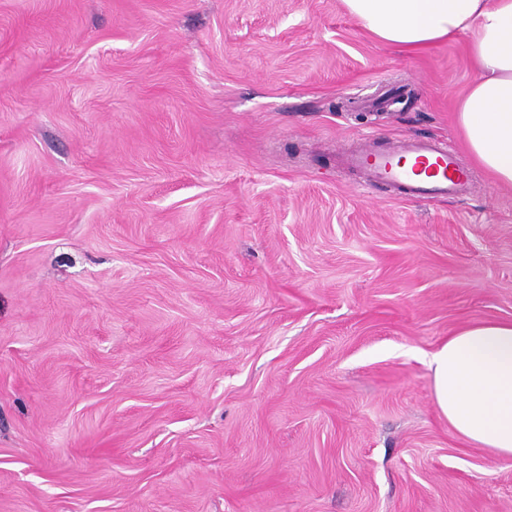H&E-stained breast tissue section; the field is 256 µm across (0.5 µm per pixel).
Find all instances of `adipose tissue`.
<instances>
[{
    "label": "adipose tissue",
    "instance_id": "adipose-tissue-1",
    "mask_svg": "<svg viewBox=\"0 0 512 512\" xmlns=\"http://www.w3.org/2000/svg\"><path fill=\"white\" fill-rule=\"evenodd\" d=\"M362 27L414 51L459 35L475 76L457 123L475 161L512 186V0H343ZM435 402L468 443L512 456V321H485L449 336L428 357Z\"/></svg>",
    "mask_w": 512,
    "mask_h": 512
}]
</instances>
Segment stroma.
<instances>
[{
    "label": "stroma",
    "instance_id": "1",
    "mask_svg": "<svg viewBox=\"0 0 512 512\" xmlns=\"http://www.w3.org/2000/svg\"><path fill=\"white\" fill-rule=\"evenodd\" d=\"M472 78L341 0H0V512H512L426 364L512 320ZM365 135L475 187L364 185ZM402 158L414 160L413 165H401ZM342 162L370 184L388 185L405 198L463 196L472 184V173L458 152L430 138L402 139L386 147L362 139L343 152Z\"/></svg>",
    "mask_w": 512,
    "mask_h": 512
}]
</instances>
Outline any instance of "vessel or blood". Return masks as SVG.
<instances>
[{
  "label": "vessel or blood",
  "instance_id": "1",
  "mask_svg": "<svg viewBox=\"0 0 512 512\" xmlns=\"http://www.w3.org/2000/svg\"><path fill=\"white\" fill-rule=\"evenodd\" d=\"M342 162L369 183L388 185L406 198L462 196L472 184L457 151L430 138L402 139L386 147L364 139L343 152Z\"/></svg>",
  "mask_w": 512,
  "mask_h": 512
}]
</instances>
